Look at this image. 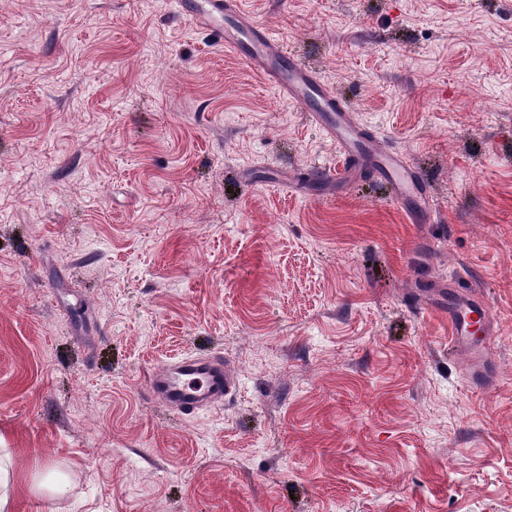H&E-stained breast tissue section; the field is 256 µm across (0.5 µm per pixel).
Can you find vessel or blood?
Listing matches in <instances>:
<instances>
[{"instance_id":"1","label":"vessel or blood","mask_w":512,"mask_h":512,"mask_svg":"<svg viewBox=\"0 0 512 512\" xmlns=\"http://www.w3.org/2000/svg\"><path fill=\"white\" fill-rule=\"evenodd\" d=\"M173 15L185 17L207 29L227 52L244 61L275 93L307 112L339 152L336 168L315 170L323 183L341 180L351 161L369 163L393 182L396 201L425 200L420 177L399 152L387 149L379 135L367 134L353 113L319 76L288 56L271 31L255 22L241 7V0H167ZM448 345L470 361L467 385L481 390L487 382L486 341L493 329L489 306L472 291L456 293L448 303ZM239 384L229 362L215 355L205 359L183 358L150 376L148 398L191 417L223 404Z\"/></svg>"}]
</instances>
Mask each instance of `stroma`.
<instances>
[{
    "label": "stroma",
    "mask_w": 512,
    "mask_h": 512,
    "mask_svg": "<svg viewBox=\"0 0 512 512\" xmlns=\"http://www.w3.org/2000/svg\"><path fill=\"white\" fill-rule=\"evenodd\" d=\"M422 174L417 222L164 0H0L12 512H512V0H242ZM486 299L466 384L450 282ZM241 380L191 418L172 355ZM63 492L41 490L46 472Z\"/></svg>",
    "instance_id": "stroma-1"
}]
</instances>
